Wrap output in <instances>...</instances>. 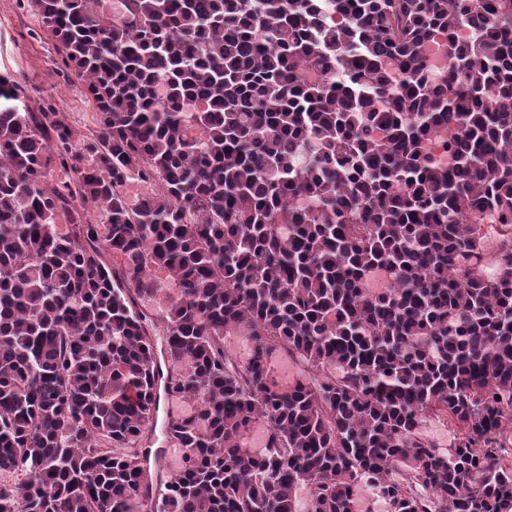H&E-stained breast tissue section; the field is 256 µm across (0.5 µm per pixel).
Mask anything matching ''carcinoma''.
Wrapping results in <instances>:
<instances>
[{
	"label": "carcinoma",
	"mask_w": 512,
	"mask_h": 512,
	"mask_svg": "<svg viewBox=\"0 0 512 512\" xmlns=\"http://www.w3.org/2000/svg\"><path fill=\"white\" fill-rule=\"evenodd\" d=\"M29 5L99 130L0 80V512H512V0ZM419 433L445 454L454 450L458 442L456 428L446 419L423 415L419 421Z\"/></svg>",
	"instance_id": "obj_1"
}]
</instances>
